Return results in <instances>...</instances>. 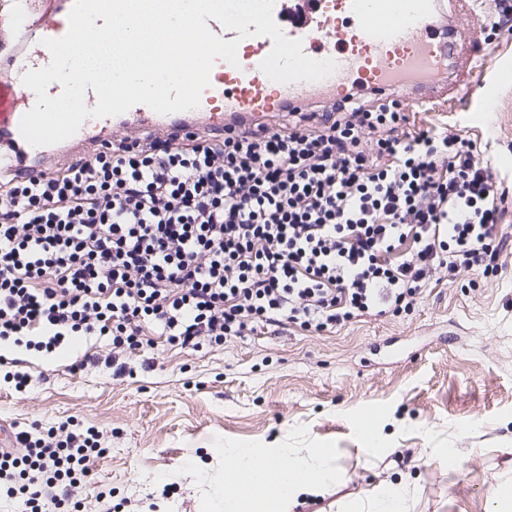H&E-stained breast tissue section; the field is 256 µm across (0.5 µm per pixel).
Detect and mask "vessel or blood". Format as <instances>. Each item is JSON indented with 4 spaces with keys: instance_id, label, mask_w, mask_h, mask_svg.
I'll return each instance as SVG.
<instances>
[{
    "instance_id": "vessel-or-blood-1",
    "label": "vessel or blood",
    "mask_w": 512,
    "mask_h": 512,
    "mask_svg": "<svg viewBox=\"0 0 512 512\" xmlns=\"http://www.w3.org/2000/svg\"><path fill=\"white\" fill-rule=\"evenodd\" d=\"M48 2L38 16L30 0H12L13 33L21 46L0 71V176L48 172L53 160L71 149L98 147L101 133L133 129L155 136L186 131L219 135L228 125L251 126L276 112H306L316 99L333 105L349 93L396 96L416 112L459 91L452 80H429L447 72L449 60L463 57L471 63L491 53L487 47L464 53L446 41L433 20L436 0H275L273 16L286 36L302 40L303 52L311 58L334 59V74L319 82H273L259 68L272 48L271 38L242 40L237 31L211 19L207 25L214 34L239 40V63L215 62L198 108L159 114L138 104L117 116L85 120L63 142L34 147L19 131L21 117L36 102L21 77L49 64L51 54L43 41L66 34L74 0Z\"/></svg>"
}]
</instances>
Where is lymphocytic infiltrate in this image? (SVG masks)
<instances>
[{"label":"lymphocytic infiltrate","mask_w":512,"mask_h":512,"mask_svg":"<svg viewBox=\"0 0 512 512\" xmlns=\"http://www.w3.org/2000/svg\"><path fill=\"white\" fill-rule=\"evenodd\" d=\"M223 137L113 139L0 180V342L50 354L105 338L115 375L157 337L218 349L258 326L319 334L409 310L437 270L497 273L501 182L459 134L414 130L369 93ZM106 449L74 420L16 427L0 493L80 512Z\"/></svg>","instance_id":"obj_1"}]
</instances>
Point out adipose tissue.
Masks as SVG:
<instances>
[{"label": "adipose tissue", "mask_w": 512, "mask_h": 512, "mask_svg": "<svg viewBox=\"0 0 512 512\" xmlns=\"http://www.w3.org/2000/svg\"><path fill=\"white\" fill-rule=\"evenodd\" d=\"M340 479L320 448L306 459L277 448L262 453L237 448L224 455V507L226 512H284L300 496Z\"/></svg>", "instance_id": "adipose-tissue-1"}]
</instances>
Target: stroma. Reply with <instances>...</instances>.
Listing matches in <instances>:
<instances>
[{
  "mask_svg": "<svg viewBox=\"0 0 512 512\" xmlns=\"http://www.w3.org/2000/svg\"><path fill=\"white\" fill-rule=\"evenodd\" d=\"M484 63L485 87L418 114L415 127L472 140L509 190L501 231L512 234V31ZM493 111L477 109L484 88ZM495 277L434 276L409 312L365 315L311 335L258 330L215 352L158 342L154 366L132 375L98 365L71 372L104 341L79 340L43 356L7 345L32 375L22 393L0 384V421L58 426L76 418L100 431L107 454L96 487L79 490L83 512H202L221 497L222 449L326 448L341 482L304 496L289 512H363L368 498L407 479L409 512H492L491 492L512 479V244ZM377 431L361 434L362 419ZM458 449L451 469L435 455ZM111 500L96 498L98 487Z\"/></svg>",
  "mask_w": 512,
  "mask_h": 512,
  "instance_id": "stroma-1",
  "label": "stroma"
}]
</instances>
